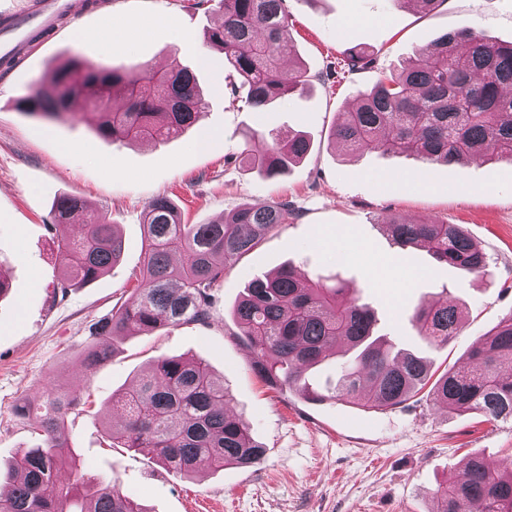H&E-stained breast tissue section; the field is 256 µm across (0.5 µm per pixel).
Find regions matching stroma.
<instances>
[{"label":"stroma","mask_w":512,"mask_h":512,"mask_svg":"<svg viewBox=\"0 0 512 512\" xmlns=\"http://www.w3.org/2000/svg\"><path fill=\"white\" fill-rule=\"evenodd\" d=\"M291 35L314 80L306 94L253 112L238 77L205 34L218 12L189 0H112L86 10L72 27L0 78V466L8 467L36 438L19 405L39 403L54 382L80 391L62 438L84 470L113 479L146 512H430L440 481L478 454L512 468V421L437 409L426 395L384 410L347 399L307 401L275 391L251 370V349L238 335L232 310L248 282L292 265L335 280L377 320L376 332L424 357L435 373L460 364L467 351L512 315V160L478 155L464 164L423 170L419 161L379 152L349 153L332 131L359 91L395 73L415 50L443 33L470 28L512 41V0H443L434 11L393 0H287ZM361 44L375 63L342 77L327 66ZM102 65L142 63L168 68L179 60L196 75L208 106L196 124L166 142L114 143L96 136L95 112L77 106L54 121L20 111L18 98L71 55ZM305 135L310 150L274 179L244 160L261 151L251 133ZM104 213L124 249L94 282L61 289L57 241L80 224L57 226L59 196ZM164 196L185 222L220 220L243 204L287 199L297 219L278 225L231 264L213 290L211 317L127 336L108 359L86 372L91 323L133 296L145 251L147 204ZM391 216L460 225L487 257L473 275L437 266L423 248L399 249L383 231ZM452 298L462 309L456 336L430 346L411 320L420 305ZM206 361L231 394L232 412L266 449L260 465L200 470L183 477L143 453L111 444L106 422H120L113 393L131 386L158 357Z\"/></svg>","instance_id":"1"}]
</instances>
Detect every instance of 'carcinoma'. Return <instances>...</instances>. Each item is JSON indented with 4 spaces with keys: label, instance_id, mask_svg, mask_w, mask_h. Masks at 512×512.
<instances>
[{
    "label": "carcinoma",
    "instance_id": "obj_1",
    "mask_svg": "<svg viewBox=\"0 0 512 512\" xmlns=\"http://www.w3.org/2000/svg\"><path fill=\"white\" fill-rule=\"evenodd\" d=\"M210 1L221 13L210 44L241 78L250 110L271 112L280 99L307 89L301 65L286 75L280 67L282 58L296 56L286 0H198L196 5ZM373 55L371 46L355 48L336 66L343 72L359 70ZM145 82L152 89L148 95L141 91ZM359 98L332 133L348 151L412 156L427 170L489 151L512 159V42L494 41L472 29L448 31ZM78 99L99 112L97 134L114 142L168 140L192 126L207 105L193 72L176 60L154 71L142 65L101 67L73 55L33 82L18 107L61 120ZM308 149V141L295 134L245 155L253 168L272 178ZM83 209L74 197L58 199L54 208L58 225L82 217L81 233L58 244L64 290L95 281L123 252L122 239L106 216ZM291 216L298 213L285 200L247 204L218 222L184 224L168 198L150 201L145 266L135 297L89 327L86 369L106 360L103 344L132 330L206 322L212 290L226 267ZM383 228L398 247H423L440 265L474 274L486 267L481 248L457 224L393 217ZM177 252L186 256L181 265L172 263ZM341 294L338 285L291 266L251 280L234 315L239 335L252 349L251 369L269 388L295 390L312 401L346 397L364 409L382 410L426 387L439 407L478 412L493 421L512 419V315L468 353L463 365L434 379L424 358L393 351L375 335L371 310ZM412 321L430 345L442 346L457 334L460 311L450 302L423 305ZM338 341L356 356L340 365L334 390L325 393L309 383L306 372ZM79 401L78 394L54 386L44 391L34 421L43 443L13 461L10 481L0 483V512H147L110 479L77 471L69 482L59 480L73 457L56 434ZM114 402L123 418L111 438L147 452L177 474L200 467H253L264 460V446L228 410L229 392L202 360L162 356ZM434 501L433 512H512V470L495 469L471 455L460 475L438 485Z\"/></svg>",
    "mask_w": 512,
    "mask_h": 512
}]
</instances>
